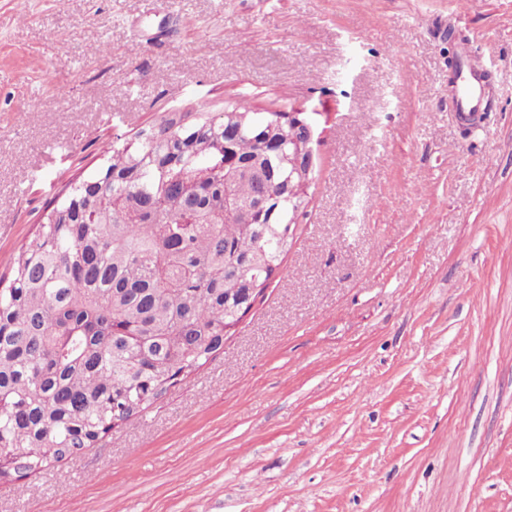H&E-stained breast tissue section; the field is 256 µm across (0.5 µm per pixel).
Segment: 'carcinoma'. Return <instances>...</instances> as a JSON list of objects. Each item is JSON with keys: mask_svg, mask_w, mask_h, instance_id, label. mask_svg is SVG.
I'll list each match as a JSON object with an SVG mask.
<instances>
[{"mask_svg": "<svg viewBox=\"0 0 512 512\" xmlns=\"http://www.w3.org/2000/svg\"><path fill=\"white\" fill-rule=\"evenodd\" d=\"M288 113L245 101L166 112L69 181L0 278V483L96 447L224 353L248 289L292 247L308 189L261 131ZM267 184L270 224L224 217Z\"/></svg>", "mask_w": 512, "mask_h": 512, "instance_id": "cac0c4a2", "label": "carcinoma"}]
</instances>
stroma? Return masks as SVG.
<instances>
[{
    "mask_svg": "<svg viewBox=\"0 0 512 512\" xmlns=\"http://www.w3.org/2000/svg\"><path fill=\"white\" fill-rule=\"evenodd\" d=\"M228 99L316 115L279 279L0 512H512V0H0V276L113 137Z\"/></svg>",
    "mask_w": 512,
    "mask_h": 512,
    "instance_id": "1",
    "label": "stroma"
}]
</instances>
